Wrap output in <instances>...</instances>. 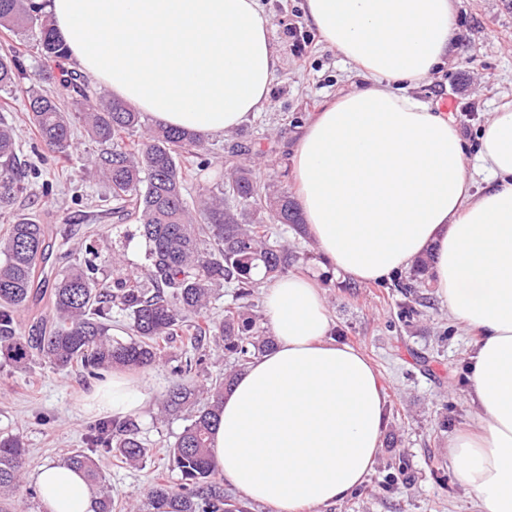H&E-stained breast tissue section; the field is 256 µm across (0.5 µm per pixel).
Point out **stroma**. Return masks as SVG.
Returning <instances> with one entry per match:
<instances>
[{"label":"stroma","mask_w":512,"mask_h":512,"mask_svg":"<svg viewBox=\"0 0 512 512\" xmlns=\"http://www.w3.org/2000/svg\"><path fill=\"white\" fill-rule=\"evenodd\" d=\"M271 20L270 40L278 65L266 108L239 128L206 137L208 170L187 185V198L200 187L224 179V162L235 145L249 149L245 161L257 181L281 191H294L292 148L315 112L339 92L363 86L335 49L321 40L304 15L303 0H261ZM308 40L303 57H296L290 29ZM449 114L471 149H478L484 121L503 97L512 98V0H458L453 42L446 63L413 91ZM74 152L61 166L41 167L16 203L17 211L35 215L45 224L50 259L39 277L53 281L64 267L83 255L90 231H98L102 272L111 275L114 251L124 252L131 266L144 263V241L135 221H96L100 199L107 193L91 174L99 147L83 127L73 135ZM51 191H43V183ZM280 235L296 251V273L317 281L343 343L359 348L374 364L384 387L387 422L384 437L396 447H381L365 482L353 493L317 512H473L469 493L448 466V438L476 417L468 387L467 354L475 339L465 332L438 297L434 286L423 288L429 305L423 315L400 317L403 296L377 283L355 284L341 290L344 276L319 253L311 238L295 236L287 227ZM172 361L142 371L147 405L134 416L140 437L154 454L142 467H129L103 456L99 466L117 504L129 496L146 495L159 472L166 469L160 453L182 431L181 420H160V403L173 376ZM95 380L74 368L61 372L38 360L26 370L0 365V434H21L27 452L25 472L34 477L40 467L62 462L76 450L87 449L97 422L86 414L81 399Z\"/></svg>","instance_id":"35a3bbf8"}]
</instances>
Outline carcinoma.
I'll use <instances>...</instances> for the list:
<instances>
[{"mask_svg":"<svg viewBox=\"0 0 512 512\" xmlns=\"http://www.w3.org/2000/svg\"><path fill=\"white\" fill-rule=\"evenodd\" d=\"M40 0H0V27L19 38L24 51L0 52V93L26 97L30 127L47 153L41 161L69 157L72 127L82 122L101 145L94 163L112 198V217L130 218L140 226L146 247L144 288L134 276H99V251L85 244V258L57 274L50 285L53 321L38 336H25L16 312L35 296L41 263L46 258V229L16 215L0 237V357L24 370L39 359L60 371L79 366L89 375L113 368L147 369L170 349L179 347L174 380L161 407L162 417L186 421L173 444L163 451L167 466L180 473L175 482L157 480L132 512H247L244 503L224 492L212 461L211 437L224 391L249 363L273 345L261 327L253 298L263 280L288 272L296 254L278 240L276 225L306 235V225L288 193L258 183L247 166H236L224 185L207 189L195 201L184 194L188 166L203 162V135L157 126L137 136L141 113L129 104L90 89L77 71L54 76L40 71L30 86L21 85L24 55L44 63L67 58ZM58 83L74 92L65 106L48 86ZM30 171L19 161L14 128L0 115V214L11 212L25 190ZM433 263L430 253L413 264V275L397 281L411 300L402 315L422 314L426 298L418 295ZM234 289L235 300L224 307V317L207 316L213 299L224 288ZM125 314L127 339L112 337V311ZM224 348L232 359L224 374H205L206 352ZM88 451L66 459L96 488L95 512H113L112 488L95 460L110 454L122 463H145L150 449L138 437L130 420L103 421L89 437ZM26 448L14 434L0 436V512H19L18 505L36 495L23 474Z\"/></svg>","mask_w":512,"mask_h":512,"instance_id":"obj_1","label":"carcinoma"}]
</instances>
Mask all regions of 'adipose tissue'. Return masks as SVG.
Wrapping results in <instances>:
<instances>
[{
  "mask_svg": "<svg viewBox=\"0 0 512 512\" xmlns=\"http://www.w3.org/2000/svg\"><path fill=\"white\" fill-rule=\"evenodd\" d=\"M309 24L361 73L305 126L292 157L298 202L320 253L359 283L424 252L455 320L478 331L468 357L473 428L448 441L476 512H512V100L497 105L476 156L455 123L408 95L448 56L456 0H305ZM79 68L157 124L203 135L265 109L278 59L259 0H48ZM476 160L487 185L467 171ZM274 345L224 394L212 435L217 472L276 512H309L364 483L386 422L383 384L331 336L320 289L273 280ZM146 403L115 369L85 395L89 413L122 419ZM36 481L43 512H94L82 472L61 462Z\"/></svg>",
  "mask_w": 512,
  "mask_h": 512,
  "instance_id": "1",
  "label": "adipose tissue"
}]
</instances>
